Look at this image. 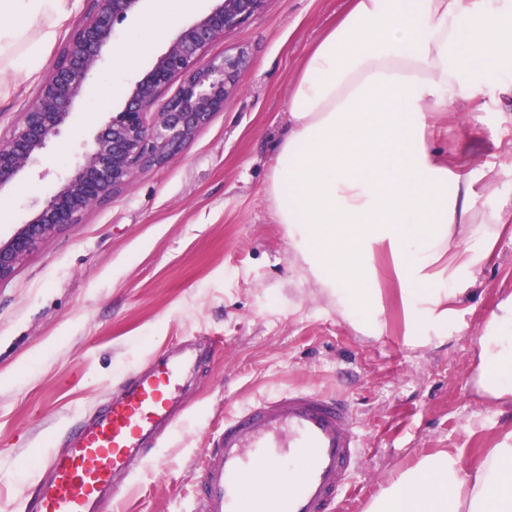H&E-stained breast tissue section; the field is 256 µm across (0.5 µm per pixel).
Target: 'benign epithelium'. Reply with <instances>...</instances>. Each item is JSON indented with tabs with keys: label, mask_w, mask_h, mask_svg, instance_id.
Returning a JSON list of instances; mask_svg holds the SVG:
<instances>
[{
	"label": "benign epithelium",
	"mask_w": 512,
	"mask_h": 512,
	"mask_svg": "<svg viewBox=\"0 0 512 512\" xmlns=\"http://www.w3.org/2000/svg\"><path fill=\"white\" fill-rule=\"evenodd\" d=\"M143 0H94L64 47L50 76L20 121L0 134V188L34 163L66 125L71 105L85 93L114 41L115 24L139 9ZM209 13L186 21L152 67L138 80L124 106L108 113L104 126L84 145L74 168L32 217L0 241V282L43 240L67 224L80 222L91 206L108 201L136 173L176 155L239 87L247 64L243 49L207 58L204 49L260 13L266 0H214ZM177 90L163 93L176 81Z\"/></svg>",
	"instance_id": "benign-epithelium-1"
}]
</instances>
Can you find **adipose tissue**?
<instances>
[{"instance_id": "obj_1", "label": "adipose tissue", "mask_w": 512, "mask_h": 512, "mask_svg": "<svg viewBox=\"0 0 512 512\" xmlns=\"http://www.w3.org/2000/svg\"><path fill=\"white\" fill-rule=\"evenodd\" d=\"M69 0H0V72L30 74ZM193 0H158L133 52L177 29ZM41 23L38 39L28 37ZM495 89L486 101L487 89ZM494 108L512 125V0H348L291 86L288 129L266 187L277 223L356 331L380 328L372 265L389 253L409 335L447 337L455 282L491 254L511 219L482 199L491 173L449 168L429 140L433 114ZM480 240L482 249L472 247ZM475 388L512 407V295L478 338ZM369 512H512V430L472 468L442 449L400 471Z\"/></svg>"}]
</instances>
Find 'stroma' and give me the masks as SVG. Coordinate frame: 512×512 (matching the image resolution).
I'll list each match as a JSON object with an SVG mask.
<instances>
[{
    "label": "stroma",
    "mask_w": 512,
    "mask_h": 512,
    "mask_svg": "<svg viewBox=\"0 0 512 512\" xmlns=\"http://www.w3.org/2000/svg\"><path fill=\"white\" fill-rule=\"evenodd\" d=\"M93 0H70L69 14L34 78L16 76L0 98L8 134ZM346 0H267L264 9L205 49L248 53L239 90L165 163L141 169L80 223L40 243L0 282V512H30L45 453L68 447L69 430L90 423L131 374L180 348L193 360L178 393L177 431L135 482L116 481L127 512H193L202 451L225 414L291 388L342 395L363 425L365 448L350 512H367L389 480L440 448L462 449L463 464L512 428L474 388L477 338L496 304L512 294V226L491 256L457 285L449 336L406 331L391 259L373 260L383 310L379 335L342 317L277 223L265 193L288 123V96L303 60L335 25ZM156 38L134 64L102 51L86 93L38 161L0 188L9 238L57 188L135 81L163 52ZM443 157L482 173L501 164L512 186V127L496 113L443 112L432 129Z\"/></svg>",
    "instance_id": "35a3bbf8"
}]
</instances>
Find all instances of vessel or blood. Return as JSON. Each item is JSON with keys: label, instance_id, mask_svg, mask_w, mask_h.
Listing matches in <instances>:
<instances>
[{"label": "vessel or blood", "instance_id": "obj_1", "mask_svg": "<svg viewBox=\"0 0 512 512\" xmlns=\"http://www.w3.org/2000/svg\"><path fill=\"white\" fill-rule=\"evenodd\" d=\"M185 363L159 362L133 376L123 396L90 427L72 434L65 452L43 456L52 474L39 489L35 512H95L117 474L150 458L146 436L176 424L173 400ZM363 433L346 399L308 389L288 390L225 414L202 461L194 512H264L262 491L245 492L247 478L267 463L289 459L288 485L277 512H340L360 467Z\"/></svg>", "mask_w": 512, "mask_h": 512}]
</instances>
